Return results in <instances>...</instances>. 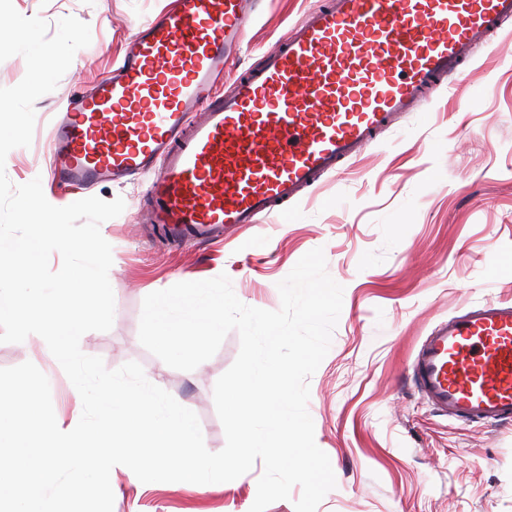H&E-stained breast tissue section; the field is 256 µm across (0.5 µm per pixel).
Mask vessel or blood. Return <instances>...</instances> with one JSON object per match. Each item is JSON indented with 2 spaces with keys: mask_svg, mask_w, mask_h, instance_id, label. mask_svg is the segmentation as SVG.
<instances>
[{
  "mask_svg": "<svg viewBox=\"0 0 512 512\" xmlns=\"http://www.w3.org/2000/svg\"><path fill=\"white\" fill-rule=\"evenodd\" d=\"M261 12V0H167L111 74L58 113L52 180L90 189L151 174L148 223L176 242L223 241L228 227L288 214L428 102L476 45L497 47L512 0H331L225 83ZM411 370L441 415L512 420V303L440 320Z\"/></svg>",
  "mask_w": 512,
  "mask_h": 512,
  "instance_id": "1",
  "label": "vessel or blood"
}]
</instances>
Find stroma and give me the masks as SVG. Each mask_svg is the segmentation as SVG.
Masks as SVG:
<instances>
[{"label":"stroma","mask_w":512,"mask_h":512,"mask_svg":"<svg viewBox=\"0 0 512 512\" xmlns=\"http://www.w3.org/2000/svg\"><path fill=\"white\" fill-rule=\"evenodd\" d=\"M319 0H267L234 78L278 48L289 26ZM49 25L66 16L89 24L57 88L35 103L30 146L11 150L6 174L21 185L48 175L55 114L106 76L136 24L164 0H13ZM476 66L429 103L405 114L344 174L323 180L285 216L234 229L220 247L167 246L142 223L147 176L93 194L123 198L102 223L112 247L114 323L84 334L85 354L106 368L134 361L146 378L198 417L205 446L225 445L213 391L235 361L229 332L216 354L186 372L163 367L138 338L144 298L179 282L227 274L245 305L275 311L277 284L298 260L323 248L328 274L344 288L329 352L309 380L308 411L336 486L317 512H512V424H464L431 409L410 381L420 340L439 320L494 297L512 300V25L499 47L475 50ZM34 363L48 378L60 429L75 427L81 398L38 339L0 343V368ZM262 463L224 483H143L127 467L110 475L113 512H249Z\"/></svg>","instance_id":"stroma-1"}]
</instances>
